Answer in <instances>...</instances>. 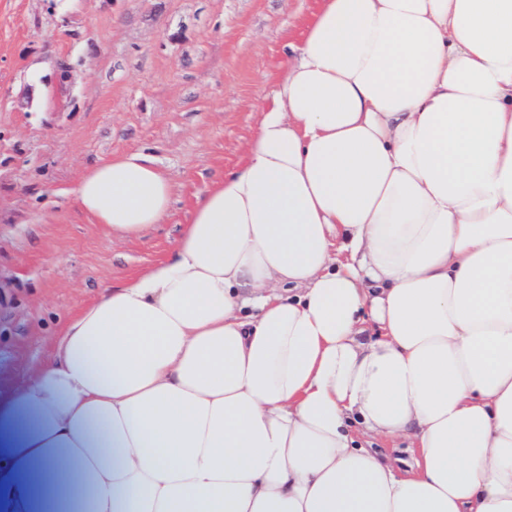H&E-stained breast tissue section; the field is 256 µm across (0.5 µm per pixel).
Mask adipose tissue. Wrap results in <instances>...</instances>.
<instances>
[{
    "label": "adipose tissue",
    "instance_id": "1",
    "mask_svg": "<svg viewBox=\"0 0 512 512\" xmlns=\"http://www.w3.org/2000/svg\"><path fill=\"white\" fill-rule=\"evenodd\" d=\"M73 198L122 240L172 184L131 152ZM53 346L0 512H512V0H320L172 257Z\"/></svg>",
    "mask_w": 512,
    "mask_h": 512
}]
</instances>
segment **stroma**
Returning a JSON list of instances; mask_svg holds the SVG:
<instances>
[{"label":"stroma","mask_w":512,"mask_h":512,"mask_svg":"<svg viewBox=\"0 0 512 512\" xmlns=\"http://www.w3.org/2000/svg\"><path fill=\"white\" fill-rule=\"evenodd\" d=\"M319 0H0V394L61 318L168 259L236 167ZM173 185L162 223L116 240L72 201L114 156Z\"/></svg>","instance_id":"obj_1"}]
</instances>
